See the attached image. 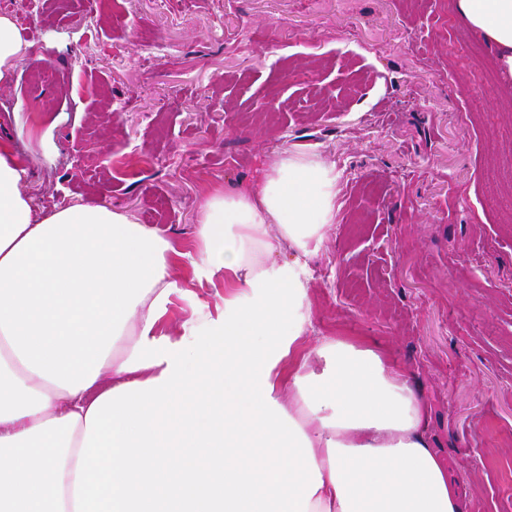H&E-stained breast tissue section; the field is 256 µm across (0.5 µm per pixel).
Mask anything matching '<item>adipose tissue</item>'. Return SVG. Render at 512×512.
Returning a JSON list of instances; mask_svg holds the SVG:
<instances>
[{
  "instance_id": "ef3b65f1",
  "label": "adipose tissue",
  "mask_w": 512,
  "mask_h": 512,
  "mask_svg": "<svg viewBox=\"0 0 512 512\" xmlns=\"http://www.w3.org/2000/svg\"><path fill=\"white\" fill-rule=\"evenodd\" d=\"M512 76V0H455ZM28 57L0 15V84ZM0 140V512H468L403 368L311 340L338 175L282 150L200 206L194 252L102 205L38 214ZM224 306L161 325L202 268Z\"/></svg>"
}]
</instances>
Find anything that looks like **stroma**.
<instances>
[{"mask_svg": "<svg viewBox=\"0 0 512 512\" xmlns=\"http://www.w3.org/2000/svg\"><path fill=\"white\" fill-rule=\"evenodd\" d=\"M30 59L0 137L40 213L76 203L166 229L283 149L334 165L308 261L311 336L386 350L428 409L468 512H512V77L455 0H0ZM54 127L33 146L29 114ZM224 276L202 271L171 340Z\"/></svg>", "mask_w": 512, "mask_h": 512, "instance_id": "1", "label": "stroma"}]
</instances>
